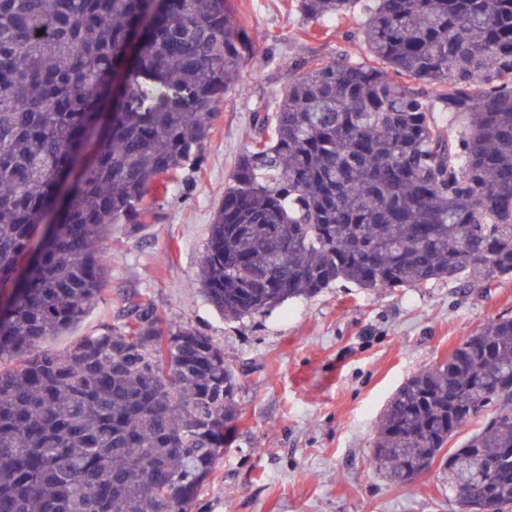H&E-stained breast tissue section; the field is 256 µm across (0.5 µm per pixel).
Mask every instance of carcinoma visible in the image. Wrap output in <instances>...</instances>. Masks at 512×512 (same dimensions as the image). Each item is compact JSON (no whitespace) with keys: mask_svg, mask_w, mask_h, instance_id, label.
<instances>
[{"mask_svg":"<svg viewBox=\"0 0 512 512\" xmlns=\"http://www.w3.org/2000/svg\"><path fill=\"white\" fill-rule=\"evenodd\" d=\"M356 39L364 60H306L253 112L197 273L227 318L512 276V0H371ZM251 59L229 0H0V512H194L233 443L235 364L149 299L39 347L102 300L112 229L156 221L152 186L181 188ZM372 460L404 492L431 460L455 512H512V317L396 390Z\"/></svg>","mask_w":512,"mask_h":512,"instance_id":"cac0c4a2","label":"carcinoma"}]
</instances>
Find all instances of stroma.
I'll list each match as a JSON object with an SVG mask.
<instances>
[{
	"label": "stroma",
	"mask_w": 512,
	"mask_h": 512,
	"mask_svg": "<svg viewBox=\"0 0 512 512\" xmlns=\"http://www.w3.org/2000/svg\"><path fill=\"white\" fill-rule=\"evenodd\" d=\"M258 57L215 112L202 163L180 190L158 189V223L112 231V276L99 305L42 352L66 350L116 323L124 300L148 297L174 322L199 328L240 372L235 444L202 488L195 512H454L431 469L412 492L370 460L382 411L414 372L445 359L478 326L512 317V277L488 288L456 282L367 292L337 284L271 313L229 321L201 295L197 273L209 224L237 157L252 141L256 102L310 58L357 56L348 17L304 24L296 0H231Z\"/></svg>",
	"instance_id": "1"
}]
</instances>
